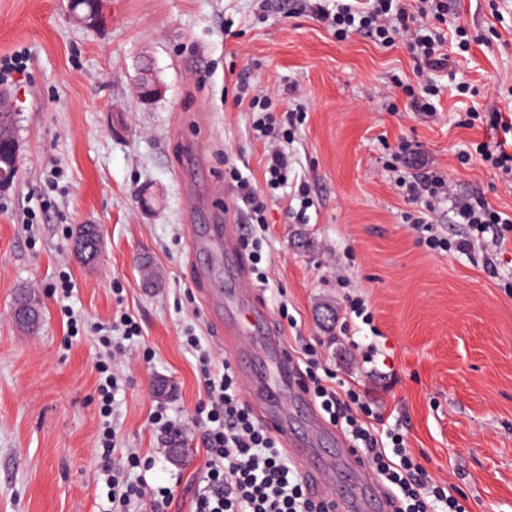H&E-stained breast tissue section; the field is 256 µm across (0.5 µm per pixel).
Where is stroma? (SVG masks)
Wrapping results in <instances>:
<instances>
[{
	"mask_svg": "<svg viewBox=\"0 0 512 512\" xmlns=\"http://www.w3.org/2000/svg\"><path fill=\"white\" fill-rule=\"evenodd\" d=\"M68 0H0V55L24 48L26 71L8 87L20 144L13 184L0 190V512H103L107 492L94 439L103 418L99 359L123 386L112 405L118 444L154 457L135 478L172 488L161 512H191L206 472L200 336L215 363L234 350L202 300L224 285L196 278L190 230L236 207L225 168L262 184L265 147L237 103L238 81L297 101L306 119L284 146L288 183L268 200L261 289L265 314L293 349L313 346L346 383L375 404L386 427L435 482L455 488L466 512H512V240L471 251H434L412 227L422 216L455 241L445 201L430 212L408 200L401 176L436 171L456 192L512 214V184L476 154L499 137L491 112L512 118V0H448L465 39L447 68L419 73L403 38L384 45L363 33L338 40L299 0H108L104 22L73 23ZM164 91L142 102L143 65ZM436 82L432 113L412 111L407 87ZM415 153L398 161L401 141ZM205 161L190 170L183 155ZM311 190L299 213L294 193ZM36 223H29V212ZM101 228L98 261L73 249L77 225ZM160 275L143 287L138 266ZM70 277L71 304L87 321L121 313L141 334L110 357L96 335H69L54 287ZM39 301L31 331L13 322L19 289ZM368 303L371 324L349 318L346 299ZM287 306L293 324L279 321ZM374 353L362 362L363 351ZM166 410L176 439L151 422ZM184 448L181 462L168 454Z\"/></svg>",
	"mask_w": 512,
	"mask_h": 512,
	"instance_id": "stroma-1",
	"label": "stroma"
}]
</instances>
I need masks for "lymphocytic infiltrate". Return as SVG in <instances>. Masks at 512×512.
<instances>
[{"mask_svg":"<svg viewBox=\"0 0 512 512\" xmlns=\"http://www.w3.org/2000/svg\"><path fill=\"white\" fill-rule=\"evenodd\" d=\"M414 2L411 8L404 0H372L359 9L348 4L332 9L324 0H311L309 9L337 38L359 31L387 44L400 36L419 67L442 70L448 65V38L443 30L448 23V0ZM249 110L254 131L268 146L266 188L278 189L288 180L289 166L288 155L278 143L303 122L304 108L298 105L276 111L267 92L261 91L251 97ZM454 216L468 227L467 237L455 245L460 252L469 251L485 233H492L497 246L512 234V216L479 198L456 199ZM186 345L198 354L205 398L196 411L208 423L204 437L207 474L193 512H336L333 499L309 495L306 480L288 462L273 434L255 423L241 399L232 364L224 363L221 373H212L211 356L202 351L199 337L187 336ZM296 360L304 366L306 391L329 423L342 429L351 447L362 452L377 480L389 490L394 512H465L447 486L428 477L409 452L400 430L376 432L373 421L377 412L322 362L315 349L303 347ZM97 446L102 467L111 475L112 512H133V505L143 501L156 506L168 503L170 488L123 480V473L141 466L142 459L132 448L117 453V433L112 427H104Z\"/></svg>","mask_w":512,"mask_h":512,"instance_id":"1","label":"lymphocytic infiltrate"}]
</instances>
